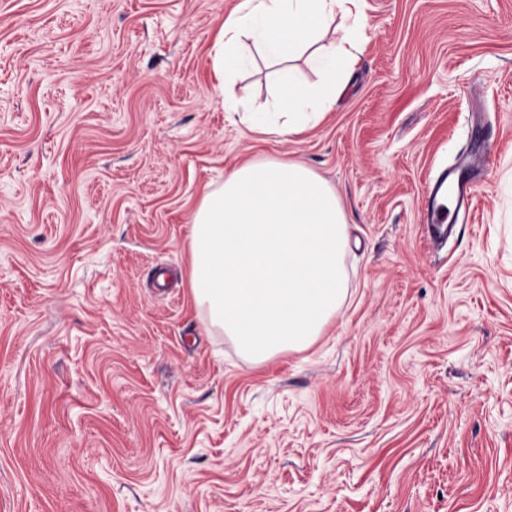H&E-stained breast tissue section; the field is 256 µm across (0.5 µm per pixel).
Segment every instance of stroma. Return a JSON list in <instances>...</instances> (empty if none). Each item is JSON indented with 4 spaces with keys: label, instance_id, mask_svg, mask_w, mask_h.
I'll return each instance as SVG.
<instances>
[{
    "label": "stroma",
    "instance_id": "obj_1",
    "mask_svg": "<svg viewBox=\"0 0 512 512\" xmlns=\"http://www.w3.org/2000/svg\"><path fill=\"white\" fill-rule=\"evenodd\" d=\"M239 0H0V512H512V0H363L324 119L236 123ZM475 159L434 251L421 196ZM300 160L349 224L348 296L257 365L209 333L189 216Z\"/></svg>",
    "mask_w": 512,
    "mask_h": 512
}]
</instances>
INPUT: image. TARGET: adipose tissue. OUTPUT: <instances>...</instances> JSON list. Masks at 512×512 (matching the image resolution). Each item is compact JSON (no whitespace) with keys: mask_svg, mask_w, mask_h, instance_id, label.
Listing matches in <instances>:
<instances>
[{"mask_svg":"<svg viewBox=\"0 0 512 512\" xmlns=\"http://www.w3.org/2000/svg\"><path fill=\"white\" fill-rule=\"evenodd\" d=\"M366 26L362 0H240L211 52L225 111L255 133L297 134L336 103ZM280 65L269 98L238 96L234 80L254 56ZM305 60L318 81H300ZM343 206L299 161H245L190 215L188 285L211 331L260 364L309 348L344 304L348 276Z\"/></svg>","mask_w":512,"mask_h":512,"instance_id":"obj_1","label":"adipose tissue"}]
</instances>
